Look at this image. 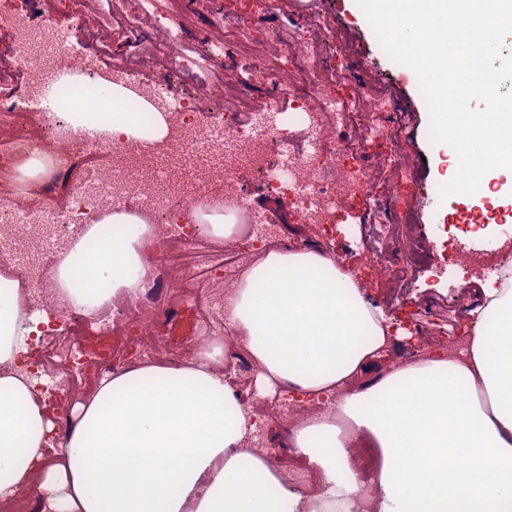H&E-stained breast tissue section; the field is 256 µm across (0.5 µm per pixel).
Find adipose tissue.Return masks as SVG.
<instances>
[{"label": "adipose tissue", "instance_id": "obj_1", "mask_svg": "<svg viewBox=\"0 0 512 512\" xmlns=\"http://www.w3.org/2000/svg\"><path fill=\"white\" fill-rule=\"evenodd\" d=\"M107 112H73V128L108 140L137 136L129 100L109 89ZM512 101L490 102L482 153L470 120L457 129L463 202L512 171ZM156 243L135 214L95 221L51 266L73 306L89 313L137 297ZM0 272V500L30 489L47 512H512V287L489 282L468 341L359 379L396 331L356 275L321 248L286 247L251 266L224 300L253 358L259 395L325 403L287 430L303 464L302 493L257 449L256 413L224 371L216 336L183 363L145 361L106 374L51 446L54 422L17 367L45 315Z\"/></svg>", "mask_w": 512, "mask_h": 512}]
</instances>
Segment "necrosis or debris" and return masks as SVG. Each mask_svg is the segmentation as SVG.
Here are the masks:
<instances>
[{
    "label": "necrosis or debris",
    "mask_w": 512,
    "mask_h": 512,
    "mask_svg": "<svg viewBox=\"0 0 512 512\" xmlns=\"http://www.w3.org/2000/svg\"><path fill=\"white\" fill-rule=\"evenodd\" d=\"M0 23L14 30L31 88L27 99L0 101L6 114L0 120V262L19 273L26 291L39 286L43 297H50V270L37 261L45 244L58 252L68 250L75 229L134 197L139 212L150 217L164 270L161 289L147 287L134 302L108 309L96 330L46 325L43 333L54 344L43 354L44 371L67 375L74 355L103 375L122 368L129 360L113 354L111 339L132 332L144 342L145 357L183 360L184 342L170 341L159 330L156 311L162 301L173 314L191 307L196 336L227 335L220 289L230 288L245 266L281 247L275 232L260 224L249 197L238 189L236 173L241 168L254 171L270 196L288 201L296 223L319 224L330 231L336 214L351 200L361 199L368 210L375 207L373 182L362 165L364 156L374 154L397 171L385 198L390 214L386 237L403 236L415 221L400 196L401 186L414 179L410 152L385 121L394 110L393 101L370 86L351 88L343 62L348 47H331L321 29L308 25L295 29L288 71L279 82L280 92L292 99L306 125L304 143L296 144L286 128L268 119L242 123L232 118L217 129L200 126L203 108L234 115L248 111L247 99L226 104L224 83L198 97L183 79L182 34H169L164 42L153 44L141 38L137 19H125L141 60L172 76L156 88L173 101L167 113L173 134L161 154L152 138L153 115L145 106L144 91L130 95L133 111L143 117L140 134L120 143L84 140L59 108H38L43 81L57 65L79 78L77 84H61L64 95L78 88L97 96L98 74L85 69L79 57H67L52 22L39 24L0 14ZM342 111L353 115L349 137L357 151L352 155L322 148L336 134ZM274 147L286 156L277 169L266 162L268 150ZM93 153L110 155L111 164L92 178L77 176V159ZM35 195L43 199L36 209L29 203ZM219 205L235 213L243 234L252 239L247 256L213 244L207 227L192 222L193 213Z\"/></svg>",
    "instance_id": "1"
}]
</instances>
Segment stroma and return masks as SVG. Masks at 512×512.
Masks as SVG:
<instances>
[{
    "label": "stroma",
    "instance_id": "obj_1",
    "mask_svg": "<svg viewBox=\"0 0 512 512\" xmlns=\"http://www.w3.org/2000/svg\"><path fill=\"white\" fill-rule=\"evenodd\" d=\"M170 0H0V8L40 20L51 17L66 29L71 52L86 54L107 43L113 55L129 51L130 34L122 25L121 16L139 20L149 40L163 41L168 33L182 32L185 41L187 81L205 89L224 73L223 56L212 58L208 68L196 67L195 61L206 50L205 33L223 26L226 18L238 17L247 21L242 41L266 42L269 51L268 73L264 83L251 81L246 60L234 59L238 80L230 92H243L255 111H267L278 106L285 121H292L293 112L287 97L276 96L280 76L288 67L284 52L291 40L296 20L292 16L293 0H188L184 12H169ZM101 9L104 21L95 33L77 27L78 16ZM307 23H326L328 29H341L357 51L352 58L350 82L354 85L381 84L395 103V127L404 133L412 152L415 191L408 202L417 211V224L407 238L383 245L381 224L389 217L386 205L365 210L353 204L336 215V230L324 234L315 224L295 223L286 203L271 197L249 169L239 172L238 184L251 198L254 209L267 223L273 224L283 243L309 248H324L355 273L363 291L378 306L401 334L395 337L380 360L371 365L362 377L371 382L397 363L418 356L427 348L448 343L449 330L462 329L468 313L481 300L483 273L459 260L438 245L444 236H456V228L448 227L451 214L465 211V204L449 198L443 189V176L448 169L446 152L436 151L428 139L429 113L416 81L401 71L380 46L375 34L360 23L347 9L345 0H317L306 16ZM8 88L12 100L24 99L28 83L19 58L14 37L9 29L0 28V87ZM384 249L387 263L397 259L410 261L409 285L402 288L380 268L368 265L366 252ZM465 285L459 303H451L450 295L458 285Z\"/></svg>",
    "mask_w": 512,
    "mask_h": 512
}]
</instances>
